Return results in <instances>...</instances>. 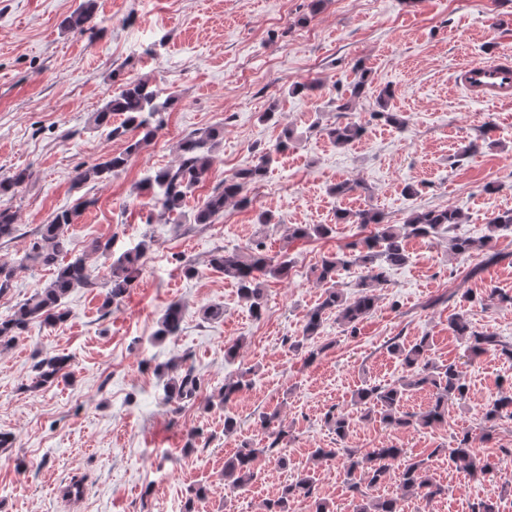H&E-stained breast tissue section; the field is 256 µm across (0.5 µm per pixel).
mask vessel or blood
Returning <instances> with one entry per match:
<instances>
[{
  "mask_svg": "<svg viewBox=\"0 0 512 512\" xmlns=\"http://www.w3.org/2000/svg\"><path fill=\"white\" fill-rule=\"evenodd\" d=\"M455 82L476 101H511L512 55L502 53L464 63L456 70Z\"/></svg>",
  "mask_w": 512,
  "mask_h": 512,
  "instance_id": "b4317fda",
  "label": "vessel or blood"
}]
</instances>
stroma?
Here are the masks:
<instances>
[{
	"mask_svg": "<svg viewBox=\"0 0 512 512\" xmlns=\"http://www.w3.org/2000/svg\"><path fill=\"white\" fill-rule=\"evenodd\" d=\"M81 0H0V179L25 172L0 197L17 214L14 240L0 241V262H14L38 227L85 196L93 206L68 229L74 251L111 240L91 264L106 271L144 233L153 245L143 270L122 300L108 306L106 291L77 289L65 299L66 321L31 323L20 339L0 348V512H182L193 489L206 488L199 512H262L298 471L314 470L318 498L333 512H352L343 460L312 467L317 448L336 447L326 422L330 410L351 418L346 447L386 445L425 459L444 492L431 501L410 498L404 512H472L493 497L496 512H512V419L496 423L491 442L480 441L484 413L502 385L512 382V361L488 353L468 358L466 339L449 327L464 314L473 330L512 343V227L499 230L496 250L506 259L477 277L454 258L447 235L410 237L408 259L377 288L375 311L356 333L327 316L318 336L303 339L307 312L324 291L312 273L322 259L372 235L375 225L340 224L336 212L374 208L384 223L401 224L415 211L461 210L456 235L479 241L492 214L512 209V104L478 103L454 82L464 61L512 55V0H327L310 13L309 0H97L93 31L62 29ZM368 89L353 117L365 135L336 146L327 130L337 121L359 70ZM146 80L176 104L163 112L160 135L127 166L102 183L74 184L77 166L123 151L125 141L96 127L93 115L130 82ZM393 91L390 109L405 129L372 119L381 88ZM274 111L275 121L261 115ZM494 147L468 152L485 122ZM210 128L220 135L206 180L188 194L182 217L161 215L140 185L178 161L185 136ZM289 129L285 152L274 146ZM272 161L248 192V206H226L213 223L194 215L225 177L257 161ZM354 183L339 196L337 183ZM413 184L416 195L404 194ZM270 214L272 224L260 222ZM293 224H330L325 238L289 241ZM260 241L272 256H288V277L265 276L266 306L254 317L237 286L209 264L213 252H239ZM197 273H183L186 261ZM52 277L38 267L18 269L0 295V318ZM508 301L492 299V290ZM173 303L183 309L177 336L155 338ZM223 308L221 319L204 318ZM429 337L431 358L458 364L470 387L465 403L450 405L432 429H393L364 420L352 394L366 384H391L406 374L389 350L392 338ZM302 349H294L295 341ZM240 342L236 358L224 355ZM315 358H308V351ZM68 357L70 375L35 387V364ZM193 367L195 398L166 399L157 365ZM243 381L230 408L218 402L229 381ZM237 421L224 431V414ZM277 414L288 431L285 462H256L249 491L225 500L224 461L243 442L260 439L261 414ZM201 434L187 448L191 431ZM470 434L491 474L471 477L448 457L456 438ZM84 497H62L71 481Z\"/></svg>",
	"mask_w": 512,
	"mask_h": 512,
	"instance_id": "obj_1",
	"label": "stroma"
}]
</instances>
